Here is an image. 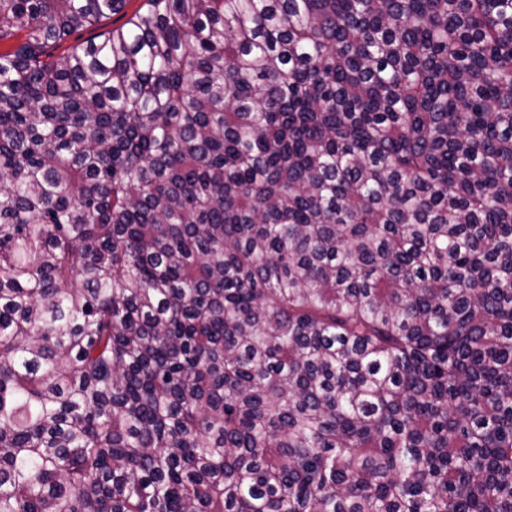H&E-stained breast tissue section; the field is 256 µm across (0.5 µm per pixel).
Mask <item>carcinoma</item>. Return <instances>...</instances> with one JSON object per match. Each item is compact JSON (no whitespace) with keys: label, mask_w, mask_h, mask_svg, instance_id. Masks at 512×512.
<instances>
[{"label":"carcinoma","mask_w":512,"mask_h":512,"mask_svg":"<svg viewBox=\"0 0 512 512\" xmlns=\"http://www.w3.org/2000/svg\"><path fill=\"white\" fill-rule=\"evenodd\" d=\"M0 0V512H512V0ZM146 3V0H127L122 11L101 20L94 26L76 30L66 44L61 47L52 46L49 48V52L58 55L71 45L84 43L92 39L98 40V36L112 29L122 27L135 13L143 12L147 8Z\"/></svg>","instance_id":"carcinoma-1"}]
</instances>
